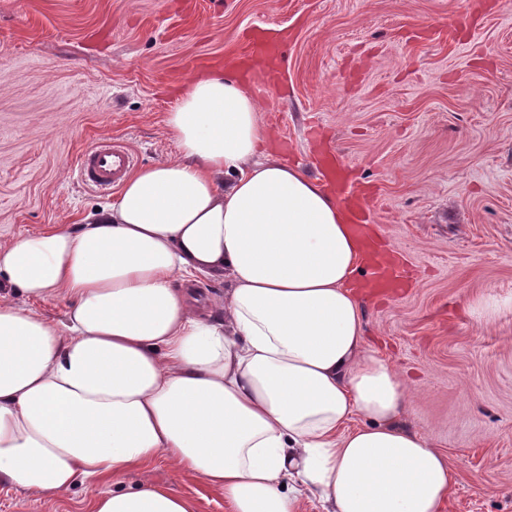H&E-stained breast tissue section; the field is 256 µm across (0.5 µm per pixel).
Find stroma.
<instances>
[{"instance_id": "stroma-1", "label": "stroma", "mask_w": 512, "mask_h": 512, "mask_svg": "<svg viewBox=\"0 0 512 512\" xmlns=\"http://www.w3.org/2000/svg\"><path fill=\"white\" fill-rule=\"evenodd\" d=\"M262 27L289 32L257 98L267 152L315 178L334 151L408 268L363 298L365 332L449 462L447 512H512V0H0V240L116 200L74 176L98 141L140 168L178 158L165 119L193 62ZM147 485L231 512L162 459L113 488ZM0 512H87L85 486L0 487Z\"/></svg>"}]
</instances>
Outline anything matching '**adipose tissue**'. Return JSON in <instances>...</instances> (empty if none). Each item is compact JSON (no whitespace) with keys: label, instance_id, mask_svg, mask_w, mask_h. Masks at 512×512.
Here are the masks:
<instances>
[{"label":"adipose tissue","instance_id":"obj_1","mask_svg":"<svg viewBox=\"0 0 512 512\" xmlns=\"http://www.w3.org/2000/svg\"><path fill=\"white\" fill-rule=\"evenodd\" d=\"M180 156L138 169L77 227L0 242V485L90 512H193L167 486L100 490L166 459L232 512H444L448 463L404 415L402 373L366 344L359 247L337 196L259 159L241 82L191 79ZM228 286L200 308V276ZM60 298L55 322L22 300Z\"/></svg>","mask_w":512,"mask_h":512}]
</instances>
